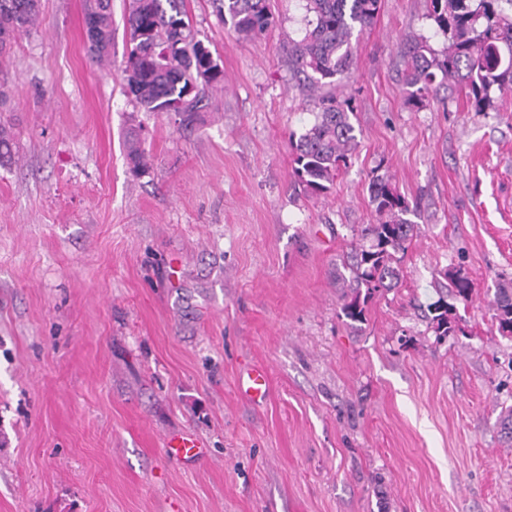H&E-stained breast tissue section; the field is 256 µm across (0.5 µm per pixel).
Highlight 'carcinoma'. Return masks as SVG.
I'll use <instances>...</instances> for the list:
<instances>
[{
	"label": "carcinoma",
	"mask_w": 512,
	"mask_h": 512,
	"mask_svg": "<svg viewBox=\"0 0 512 512\" xmlns=\"http://www.w3.org/2000/svg\"><path fill=\"white\" fill-rule=\"evenodd\" d=\"M224 25L244 38L265 32L273 18L267 0H213ZM39 0H0V55L16 37L34 25ZM381 0H305L306 28L289 41L296 74L315 95L314 123L290 135L292 174L301 191L327 194L347 166L359 141L352 101L336 98L332 89L355 63L354 35L376 19ZM85 13L95 16V58L105 59L112 47L111 0H87ZM428 17L445 39L436 52L427 40L414 38L404 48L403 82L407 102L420 108L439 91L461 90L477 112L495 109L493 90H512V0H429ZM128 35L131 45L124 67L125 93L146 112H178L182 127L192 125L211 106L209 92L224 82V70L197 39L185 0H130ZM131 170L142 175L149 160L136 134L127 139ZM371 203L379 216L361 230L363 242L353 243L338 280L347 288L341 314L350 323L366 321L369 303L380 292L397 287L402 276L401 254L412 239L414 222L406 199L391 177L372 176ZM451 292L466 300L472 292L468 276H450ZM430 328L441 340L455 332L454 306L445 296L429 304ZM493 319L501 335L512 338V289L498 288L492 301Z\"/></svg>",
	"instance_id": "obj_1"
}]
</instances>
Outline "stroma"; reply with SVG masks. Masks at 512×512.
Returning <instances> with one entry per match:
<instances>
[{
    "instance_id": "35a3bbf8",
    "label": "stroma",
    "mask_w": 512,
    "mask_h": 512,
    "mask_svg": "<svg viewBox=\"0 0 512 512\" xmlns=\"http://www.w3.org/2000/svg\"><path fill=\"white\" fill-rule=\"evenodd\" d=\"M86 0H40L7 63L0 119V512H512V339L492 318L512 287V91L406 104L400 47L443 50L427 0H382L336 86L359 145L332 189L300 194L289 137L314 121L291 79L302 0H268L239 38L186 0L224 68L181 127L125 94L129 0L91 54ZM151 160L134 176L126 139ZM414 211L400 287L365 322L339 315L340 265L374 223V171ZM473 283L459 328L425 318L444 272ZM260 364L270 391L243 398ZM207 456L167 458L171 433Z\"/></svg>"
}]
</instances>
